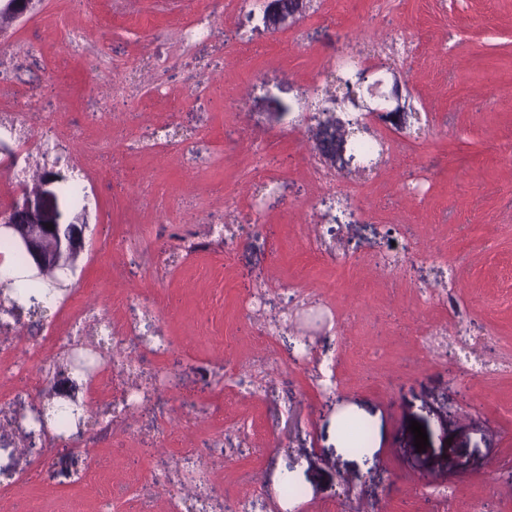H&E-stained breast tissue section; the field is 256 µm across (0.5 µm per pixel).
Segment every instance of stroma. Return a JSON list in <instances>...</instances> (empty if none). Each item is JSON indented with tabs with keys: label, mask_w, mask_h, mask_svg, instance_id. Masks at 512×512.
<instances>
[{
	"label": "stroma",
	"mask_w": 512,
	"mask_h": 512,
	"mask_svg": "<svg viewBox=\"0 0 512 512\" xmlns=\"http://www.w3.org/2000/svg\"><path fill=\"white\" fill-rule=\"evenodd\" d=\"M201 17L208 33L186 40ZM0 23V113L34 97L35 137L68 143L63 177L88 175L78 203L43 178L14 191L0 169L8 208L87 224L63 300L20 307L0 335L8 512H100L107 489L112 512H166L195 492L186 448L210 512L251 497L262 512H512V0H307L274 23L242 0H45ZM67 25L111 74L72 49ZM349 41L368 81L401 84L370 121L390 144L371 169L336 83ZM185 238L202 249L182 252ZM133 323L163 349L126 334ZM108 324L136 373L88 381L61 360L34 386L62 341L91 352ZM136 385L147 403L96 436L103 402ZM66 395L86 404L77 446L38 462L39 437L15 420ZM347 415L368 448L339 446ZM288 481L302 498L281 497Z\"/></svg>",
	"instance_id": "obj_1"
}]
</instances>
